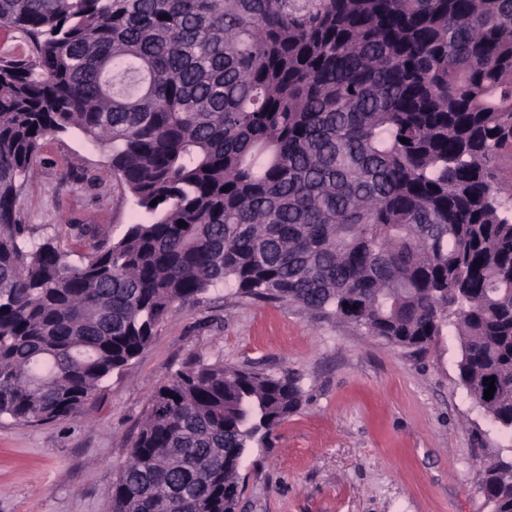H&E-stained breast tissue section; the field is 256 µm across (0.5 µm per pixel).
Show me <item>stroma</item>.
I'll use <instances>...</instances> for the list:
<instances>
[{
    "label": "stroma",
    "mask_w": 512,
    "mask_h": 512,
    "mask_svg": "<svg viewBox=\"0 0 512 512\" xmlns=\"http://www.w3.org/2000/svg\"><path fill=\"white\" fill-rule=\"evenodd\" d=\"M15 205L29 240L51 241L74 265L144 216L107 148L76 130L44 139ZM77 224L89 233L76 237ZM460 357L450 328L414 354L290 304L211 289L160 322L80 415L0 417V512H109L155 391L193 360L286 370L303 391L269 445L249 449L237 512H490L479 472L512 456V433L472 401Z\"/></svg>",
    "instance_id": "35a3bbf8"
}]
</instances>
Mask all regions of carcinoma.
Listing matches in <instances>:
<instances>
[{"mask_svg":"<svg viewBox=\"0 0 512 512\" xmlns=\"http://www.w3.org/2000/svg\"><path fill=\"white\" fill-rule=\"evenodd\" d=\"M0 27L31 45L0 54V416L81 412L229 284L419 353L454 328L461 382L512 431V193L491 172L512 152V0H0ZM72 129L149 216L79 266L15 208ZM302 398L288 371L187 364L110 512H236L249 445ZM481 490L512 512V462Z\"/></svg>","mask_w":512,"mask_h":512,"instance_id":"carcinoma-1","label":"carcinoma"}]
</instances>
